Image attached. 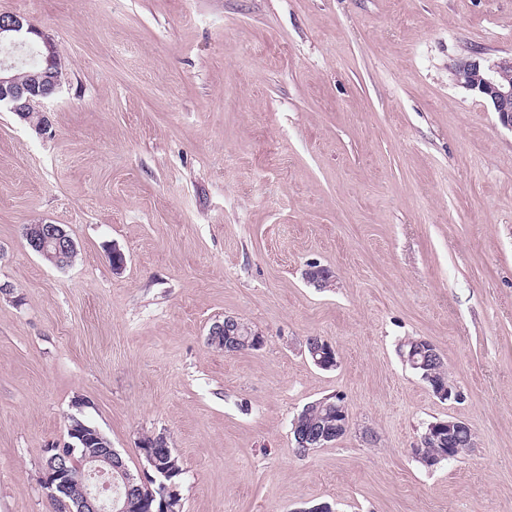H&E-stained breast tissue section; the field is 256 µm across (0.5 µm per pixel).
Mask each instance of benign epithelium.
Masks as SVG:
<instances>
[{
	"mask_svg": "<svg viewBox=\"0 0 512 512\" xmlns=\"http://www.w3.org/2000/svg\"><path fill=\"white\" fill-rule=\"evenodd\" d=\"M29 48L37 51L46 63V67L27 74L22 81L15 73L16 63L13 52ZM0 106H5L24 121L30 120L35 104L51 98L61 85L62 71L57 58L54 41L37 29L25 17L14 13L0 14ZM512 65L511 57H503L492 63L483 64L473 57H465L452 67L455 83L467 91H472L487 99L501 123L512 128V81L506 71ZM24 237L31 250L47 258L58 267H64L76 252V243L60 224H28L24 228ZM239 321L226 318L211 329L212 336H225V346L234 349L237 346ZM308 352L313 363L322 369L336 366L335 349L325 339L314 336L308 339ZM436 347L426 340H415L407 355L412 368L422 371L424 381L433 379L429 366L437 360ZM432 393L439 399L458 400L460 390L453 383L431 386ZM312 406H307L296 418V437L298 447L306 450L321 448L329 441L331 430L311 416ZM467 431L464 449L472 447V432L468 425L456 418L439 420L429 424L421 436L422 448L450 447L448 456L454 457L461 449L451 447L453 437ZM68 436L73 440L69 447H76L74 440L83 445L99 442L100 448L95 455L82 462L73 459V455L57 448V455L71 461L72 467L64 463L45 467L42 474L43 485L51 490L50 500L53 512H181L182 504L177 490L164 482L166 472L158 468L152 457H146L148 465L136 474L132 473L120 454L111 445L104 442L98 430L82 425L67 426ZM118 470L125 479L127 497L122 507H117V499L112 497V470ZM76 488L80 497L68 502L63 498Z\"/></svg>",
	"mask_w": 512,
	"mask_h": 512,
	"instance_id": "obj_1",
	"label": "benign epithelium"
}]
</instances>
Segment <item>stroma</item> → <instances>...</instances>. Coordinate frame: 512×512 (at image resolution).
Masks as SVG:
<instances>
[{
    "label": "stroma",
    "mask_w": 512,
    "mask_h": 512,
    "mask_svg": "<svg viewBox=\"0 0 512 512\" xmlns=\"http://www.w3.org/2000/svg\"><path fill=\"white\" fill-rule=\"evenodd\" d=\"M1 12L54 40L63 79L45 131L0 107V512H51L45 450L75 414L134 471L166 436L182 512H512V130L451 79L512 56V0ZM46 223L70 267L29 249ZM227 317L263 347L209 346ZM410 339L463 400L433 395ZM331 396L349 429L299 452L293 418ZM448 417L474 445L425 467L413 450ZM24 237L31 250L57 268L66 267L76 252V243L60 224H27ZM308 352L313 363L322 369H331L336 366L335 349L325 339L314 336L308 339ZM440 356L436 347L426 340H414L411 344V350L406 356L411 367L416 370H422L421 378L429 384V380L433 381L429 366ZM429 385L432 393L440 400H459L462 397L460 390L451 381L447 384Z\"/></svg>",
    "instance_id": "35a3bbf8"
}]
</instances>
